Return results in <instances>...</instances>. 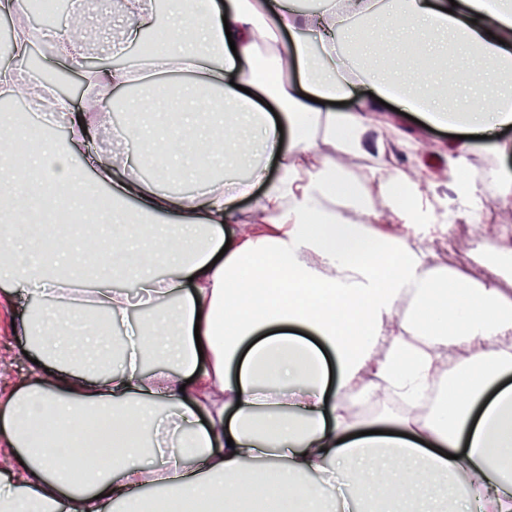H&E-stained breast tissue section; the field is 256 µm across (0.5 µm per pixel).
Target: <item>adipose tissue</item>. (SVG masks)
Masks as SVG:
<instances>
[{
  "instance_id": "1",
  "label": "adipose tissue",
  "mask_w": 512,
  "mask_h": 512,
  "mask_svg": "<svg viewBox=\"0 0 512 512\" xmlns=\"http://www.w3.org/2000/svg\"><path fill=\"white\" fill-rule=\"evenodd\" d=\"M121 43L139 42L155 26L150 0H123ZM172 21L148 61L155 79L178 90L218 89L206 110L162 119L161 134L126 127L140 161L187 163L191 176L221 166L239 139L257 140L278 158V174L248 167L246 181L200 180L195 192L163 191L134 166L94 151L96 124L74 101L44 89L50 117L68 121L66 150L41 143L23 169H0V281L47 298L20 330L35 350L31 373L0 407V435L15 448L0 512H359L365 493L388 483L393 499H416L440 476L466 475L458 512H512V301L498 280L512 257L483 280L459 286L448 267L408 242L418 229L446 232L437 206L419 184L399 198L396 172L378 169L374 189L335 162H310L317 135L348 153L365 148L363 88L404 103L429 125L476 134L512 125V0H168ZM275 43L268 63L258 33ZM56 64L82 67L84 39L69 28L43 32ZM463 52L471 82L437 77L439 56ZM85 96L104 100L134 79L126 66L85 74ZM350 100L346 111L332 101ZM82 167H74L75 156ZM112 186V209L90 215L110 225L112 272L92 280L78 301L70 277L93 246L85 237L48 243L32 204L84 211L95 175ZM261 184L256 224L235 225L239 199ZM142 215H175L150 244L125 236L121 202ZM390 215L394 232L375 223ZM163 273L154 270L155 257ZM137 273L151 320L133 323L119 343V366L89 362L109 345L112 325L131 303L112 285ZM169 360L148 372L147 358ZM190 392H182L183 384ZM387 388L410 404L429 391L445 396L415 418L367 423L349 403ZM126 440L108 467L91 418ZM389 451L405 461L391 472ZM162 458L148 469L146 457ZM335 473L343 502H324L317 477ZM165 494L146 500L139 488Z\"/></svg>"
}]
</instances>
